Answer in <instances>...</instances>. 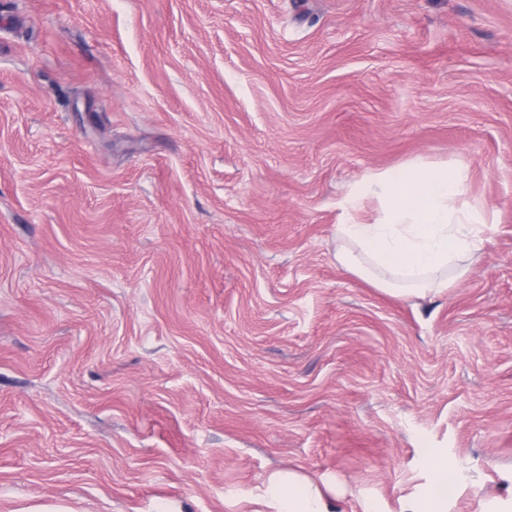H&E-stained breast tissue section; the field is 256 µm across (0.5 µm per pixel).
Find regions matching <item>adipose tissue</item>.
<instances>
[{
  "instance_id": "ef3b65f1",
  "label": "adipose tissue",
  "mask_w": 512,
  "mask_h": 512,
  "mask_svg": "<svg viewBox=\"0 0 512 512\" xmlns=\"http://www.w3.org/2000/svg\"><path fill=\"white\" fill-rule=\"evenodd\" d=\"M467 178L465 166L423 161L396 175L367 173L344 208L351 213L371 196L379 202V214L370 223L350 216L337 225L344 243L339 263L400 298L448 289L444 273L457 280L467 275V261L480 249L489 220L486 209L461 202ZM257 503L271 512H334L310 479L293 472L271 474Z\"/></svg>"
}]
</instances>
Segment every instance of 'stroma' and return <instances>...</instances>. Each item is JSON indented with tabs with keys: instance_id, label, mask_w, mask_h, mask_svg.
I'll return each instance as SVG.
<instances>
[{
	"instance_id": "stroma-1",
	"label": "stroma",
	"mask_w": 512,
	"mask_h": 512,
	"mask_svg": "<svg viewBox=\"0 0 512 512\" xmlns=\"http://www.w3.org/2000/svg\"><path fill=\"white\" fill-rule=\"evenodd\" d=\"M468 169L469 274L336 259L370 171ZM512 499V0H0V512ZM274 512H333V503L308 478L294 472L270 475L263 494L255 501Z\"/></svg>"
}]
</instances>
